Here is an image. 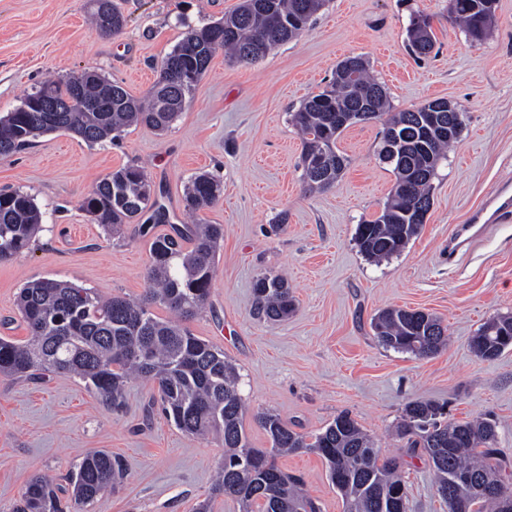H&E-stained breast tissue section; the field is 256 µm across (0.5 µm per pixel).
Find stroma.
I'll use <instances>...</instances> for the list:
<instances>
[{
    "label": "stroma",
    "instance_id": "stroma-1",
    "mask_svg": "<svg viewBox=\"0 0 512 512\" xmlns=\"http://www.w3.org/2000/svg\"><path fill=\"white\" fill-rule=\"evenodd\" d=\"M124 28L92 30V0H0V115L34 87L86 69L136 98L156 83L162 61L188 31L222 20L241 0H114ZM432 20L433 53L407 47L411 13ZM363 56L395 110L445 99L464 112L459 141L432 180L433 206L398 256L375 262L354 240L377 216L395 175L377 155L381 121L354 124L336 139L346 160L338 181L309 190L292 112L326 89L337 64ZM134 163L146 171L168 221L104 233L81 208L96 182ZM220 178L219 201L201 211L224 227L211 294L188 328L223 349L237 368L252 447L270 440L256 413L278 414L295 430L318 433L341 412L358 421L383 457H396L408 488L407 512H448L425 452L408 454L396 424L408 402L444 405L457 421L496 423L505 478H512V349L477 357L471 340L488 319L512 313V219L491 225L467 255L448 256L457 225L470 223L497 190L512 185V0H496L494 32L471 41L450 17V0H327L297 39L265 58L240 63L215 54L170 129L126 130L119 142L88 146L57 132L0 158V191L30 194L42 213L31 248L0 263V336L26 340L17 313L23 286L67 280L101 297L144 296L151 244L189 223L184 189L191 176ZM286 273L295 299L287 318L257 316L253 284ZM393 307L423 309L448 328L449 343L424 358L383 346L373 318ZM157 385L134 379L122 410L107 409L78 378L0 376V512H11L38 473L65 484L87 454L106 451L124 464L123 480L89 512H239L212 493L224 461L220 439L178 430L149 404ZM319 512H343L325 461L313 453L280 456Z\"/></svg>",
    "mask_w": 512,
    "mask_h": 512
}]
</instances>
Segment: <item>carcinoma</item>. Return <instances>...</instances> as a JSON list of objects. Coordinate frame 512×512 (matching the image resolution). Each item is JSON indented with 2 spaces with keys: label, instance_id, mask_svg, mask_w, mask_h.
<instances>
[{
  "label": "carcinoma",
  "instance_id": "cac0c4a2",
  "mask_svg": "<svg viewBox=\"0 0 512 512\" xmlns=\"http://www.w3.org/2000/svg\"><path fill=\"white\" fill-rule=\"evenodd\" d=\"M325 0H242L224 19L190 31L176 44L161 68L178 64L188 71H207L215 53L224 50L238 62H252L298 38ZM450 12L473 41L489 36L495 5L489 0H451ZM125 19L112 0H94V26L117 33ZM408 46L417 57L435 47L430 19L411 14ZM198 80L167 85L157 80L148 100L132 97L124 87L94 71L83 84L81 97L70 93L71 77L46 81L15 110L0 116V157L32 145L34 139L63 132L90 145L118 141L133 126L158 132L169 129L183 110L186 95ZM43 97L68 100L65 112H40ZM384 119L380 159L393 167L396 183L381 213L357 225L356 243L373 261L403 252L418 235L433 205L431 180L447 149L464 126V113L452 108L437 118V127L423 138L418 115L425 109L393 112L387 92L369 73L366 60L350 56L334 71L329 88L316 94L292 114L302 135V165L309 189H325L340 178L346 159L336 152L337 135L364 121L359 113ZM95 197L82 203L90 220L106 231L150 212L149 224L167 221L165 208L151 200L145 171L128 164L112 171L93 188ZM221 182L211 173L192 176L186 186V209L196 214L215 204ZM42 214L34 198L20 190L0 192V262L30 248ZM224 239V225H172V233L151 245L147 294L140 300L123 296L102 299L90 288L43 278L20 290L17 310L29 338L18 342L0 337V374L37 380L48 375L82 379L112 410L124 403L132 375L157 381L159 397L152 400L161 415L181 431L195 436L217 435L224 442V466L214 493L235 499L240 512H316L295 478L275 462L280 454L315 453L324 459L341 495L344 512H406L407 491L397 458H380L370 436L347 413L336 416L315 435L295 431L279 415L261 412L257 421L271 440L266 452L250 446L243 425L244 401L240 376L224 351L194 336L185 323L205 307L215 274V259ZM190 248H184V243ZM256 310L270 320L288 316L294 299L279 275L262 276L253 285ZM160 305L174 315L163 320L151 307ZM372 328L387 348L428 357L447 344L440 320L423 310L389 308ZM512 338V314L486 322L471 341L475 355L500 356ZM441 405L431 400L408 403L396 427L411 452L422 449L431 461L437 492L449 512H500L498 502L479 490L482 483L506 482L496 448L495 425L487 418L449 422L437 417ZM123 477L119 457L97 452L84 457L70 474V501L92 502ZM67 490L42 475L33 476L15 512H69Z\"/></svg>",
  "mask_w": 512,
  "mask_h": 512
}]
</instances>
